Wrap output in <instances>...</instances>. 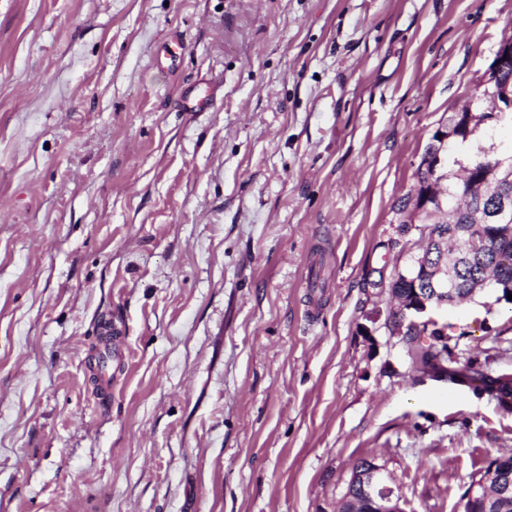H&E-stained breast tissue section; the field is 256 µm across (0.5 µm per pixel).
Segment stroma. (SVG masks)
<instances>
[{
	"label": "stroma",
	"instance_id": "1",
	"mask_svg": "<svg viewBox=\"0 0 512 512\" xmlns=\"http://www.w3.org/2000/svg\"><path fill=\"white\" fill-rule=\"evenodd\" d=\"M510 34L512 0H0V512H337L372 456L463 512L512 414L420 372L368 282ZM484 156L512 119L448 164ZM438 321L512 373V303Z\"/></svg>",
	"mask_w": 512,
	"mask_h": 512
}]
</instances>
